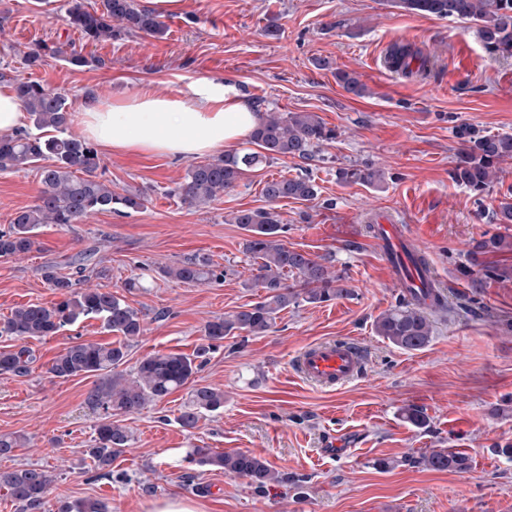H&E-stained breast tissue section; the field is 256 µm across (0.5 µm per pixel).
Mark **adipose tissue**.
Instances as JSON below:
<instances>
[{"mask_svg": "<svg viewBox=\"0 0 512 512\" xmlns=\"http://www.w3.org/2000/svg\"><path fill=\"white\" fill-rule=\"evenodd\" d=\"M259 121L232 86L203 80L189 95L158 98L143 89L83 114L88 137L118 151L184 159L237 144Z\"/></svg>", "mask_w": 512, "mask_h": 512, "instance_id": "ef3b65f1", "label": "adipose tissue"}]
</instances>
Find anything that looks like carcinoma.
<instances>
[{
    "label": "carcinoma",
    "instance_id": "1",
    "mask_svg": "<svg viewBox=\"0 0 512 512\" xmlns=\"http://www.w3.org/2000/svg\"><path fill=\"white\" fill-rule=\"evenodd\" d=\"M394 4L422 14L472 22L490 56L512 57V0H394ZM65 12L68 25L91 44L141 32L161 38L167 32L159 16L139 0H100L98 7L86 0H67ZM46 51V46L30 49L23 53L22 64L28 69L40 66ZM416 59L418 53L411 48L394 45L386 54L385 65L408 76ZM425 64V60H420V67ZM0 79L13 84L31 125L29 129L0 136V171L35 165L43 185L34 204L16 212L8 229L0 230L1 258L20 256L38 248L35 230L42 224L68 226L99 212L124 215L146 207L150 199L148 191L118 192L112 189V182L98 173L101 159L97 150L69 131L70 113L63 95L18 74L0 72ZM336 80L349 93L358 97L367 94L366 84L354 71H338ZM458 136L463 148L451 170V178L480 198L497 179L500 169L496 165L512 160V135L482 134L465 127L459 130ZM334 139L336 131L326 127L313 112H266L250 135L255 149L189 165L174 193L191 207H205L238 186L247 173L257 172L281 158L310 160L322 145ZM337 177L347 184L374 188L381 187L386 180L385 171L371 165L340 168ZM263 195L270 202L312 201L318 196V188L306 175H281L264 182ZM231 223L246 231L243 251L256 265L253 284L263 296L230 315L208 321L204 327L208 344L191 355L154 353L141 360L130 373L120 369L127 348L143 334V315L108 288L80 287L86 281L83 275L86 264L82 259L74 273L60 274L52 266L41 269L44 280L61 296L59 301L19 306L0 322L1 333L26 340L53 336L61 328L84 318H98L108 331L120 337L115 345L74 343L64 348L48 367L50 374L62 379L99 376L87 395V403L103 415L96 429L95 445L86 449L97 465H110L112 457L130 441L128 430L115 416L137 413L187 385L199 369L196 360L213 343L236 331L263 336L271 330L277 315L290 305L321 304L348 294L343 278L331 270L327 259L313 258L283 243V225L275 211L240 210L234 213ZM492 223L504 226L506 232L485 234L473 241L470 256L512 253V234L507 233L512 228V200L500 203L492 212ZM162 273L192 284L219 278L211 260L204 256L167 266ZM446 311L447 300L438 289L428 305L403 296L377 317L374 329L389 344L404 351H417L430 342L433 315ZM28 358L30 351L24 347L0 351V373L20 371ZM223 408L224 391L195 385L190 391L189 404L177 421L187 430L194 429L203 414ZM187 459L200 467L222 470L226 476L247 478L260 491L271 484L288 481V476L249 452L193 448ZM406 462L423 469L459 474L472 467V457L457 448H429L406 458ZM53 482L47 471L38 468L0 473V488L7 490L21 512H42ZM58 512H105V509L97 500L83 499L61 502Z\"/></svg>",
    "mask_w": 512,
    "mask_h": 512
}]
</instances>
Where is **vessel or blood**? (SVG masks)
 Segmentation results:
<instances>
[{
	"label": "vessel or blood",
	"instance_id": "1",
	"mask_svg": "<svg viewBox=\"0 0 512 512\" xmlns=\"http://www.w3.org/2000/svg\"><path fill=\"white\" fill-rule=\"evenodd\" d=\"M376 241L400 286L418 288L422 280L411 261L419 245L401 225L381 216L376 220ZM364 347L354 340H323L304 347L295 357L293 366L307 382L321 388L340 387L363 374L366 367Z\"/></svg>",
	"mask_w": 512,
	"mask_h": 512
}]
</instances>
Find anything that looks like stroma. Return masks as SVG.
I'll use <instances>...</instances> for the list:
<instances>
[{
	"mask_svg": "<svg viewBox=\"0 0 512 512\" xmlns=\"http://www.w3.org/2000/svg\"><path fill=\"white\" fill-rule=\"evenodd\" d=\"M63 3L0 0V69L20 68L22 52L35 46L61 48L26 75L65 95L76 136H84L81 114L96 100H123L144 86L161 98L182 97L195 82L213 79L234 86L252 110L315 113L336 138L313 160L284 158L247 174L203 209L173 193L187 161L99 148L113 189H149L150 203L69 228L42 225L38 250L0 258V318L23 304L56 302L42 267L71 272L74 256L87 251L94 267L109 272L103 286L144 318L125 370L154 352L194 353L207 321L258 301L242 251L245 232L230 218L269 207L285 226L284 243L331 257L349 293L288 307L265 335L218 342L193 381L223 390L224 407L196 428L177 422L185 387L119 416L132 440L113 457L108 477L85 453L101 422L86 401L96 376L60 379L47 368L72 343H112L115 335L94 318L24 344L0 335V350L24 345L31 352L25 371L0 374V435L26 439L13 457L0 458V472L54 474L46 512L82 499L100 500L110 512H145L147 503L172 496L197 503L200 512H512V458L500 453L512 444V279L483 277L468 255L474 239L497 230L491 215L512 195V161L480 200L450 177L462 148L459 127L512 134V58L489 56L472 23L391 0H182L163 16L165 38L141 33L96 45L68 26ZM272 21L280 37L266 36ZM395 44L429 58L427 74L388 71L384 56ZM74 49L91 64H69ZM319 58L326 67L316 66ZM340 70L357 72L367 94L346 92L336 80ZM365 164L385 170L383 187L338 180V168ZM284 174L309 175L317 199L269 203L264 181ZM41 188L35 169L0 172V230ZM379 212L395 215L422 245L448 298L419 351H402L374 330L402 293L365 229ZM198 255L223 268V279L193 285L160 272ZM132 278L139 285L130 289ZM473 299L486 317L471 315ZM344 338L365 347L363 376L331 390L293 372L301 348ZM408 405L424 409L425 426L403 419ZM196 447L252 452L288 481L257 491L248 479L189 464L186 454ZM429 448L465 449L473 468L458 474L404 463ZM381 458L396 459V467H376Z\"/></svg>",
	"mask_w": 512,
	"mask_h": 512,
	"instance_id": "obj_1",
	"label": "stroma"
}]
</instances>
